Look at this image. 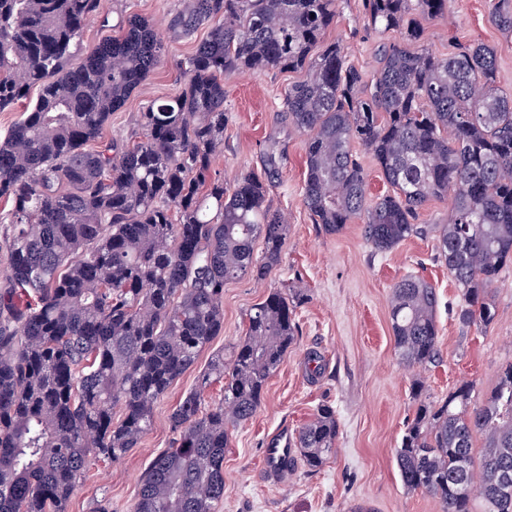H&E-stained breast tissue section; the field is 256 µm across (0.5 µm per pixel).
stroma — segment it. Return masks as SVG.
I'll list each match as a JSON object with an SVG mask.
<instances>
[{
  "label": "stroma",
  "mask_w": 512,
  "mask_h": 512,
  "mask_svg": "<svg viewBox=\"0 0 512 512\" xmlns=\"http://www.w3.org/2000/svg\"><path fill=\"white\" fill-rule=\"evenodd\" d=\"M188 3L102 0L100 13L87 20L84 46L116 35L117 24L136 15L154 23L166 47L147 81L113 113L104 139L126 138L151 101L183 89L186 79L180 64L209 32L205 25L189 34L175 26V15ZM496 8L512 11V0H450L442 15L421 20V43L439 55L474 43L495 48L498 84L512 91V32L493 23ZM323 41L341 43L350 63L373 71L379 38L364 24L362 0H339ZM304 77V71L294 70L226 78L229 121L224 147L213 160L214 171L230 183L241 173L262 172L269 147L282 152L280 175L267 195L270 208L282 213L288 224L280 265L262 281L244 276L225 283L223 332L157 402L152 426L136 448L114 462H92L66 512H93L102 501L112 512H133L145 469L171 445V413L195 388L211 358L230 354L243 338L253 306L284 285L306 293L295 310L298 335L269 377L256 414L230 428L224 500L217 512H344L345 504L359 497L371 498L377 512H438L430 496L405 490L396 468L395 450L415 413L411 385L419 374L398 358L389 319L391 291L403 277L419 275L438 295L441 359L420 374L431 400L445 398L463 382L473 383L475 396L483 398L497 386L502 366L512 363V265L502 269L491 289L493 323L465 329L456 317L460 291L438 257L433 233L410 236L390 251L377 252L366 242L360 224L345 225L336 234L313 224L301 197L306 172L303 137L282 114L285 92ZM311 351L323 360L317 376L306 365ZM324 404L335 408L340 424L335 453L318 471H307L297 462L281 478L267 476L262 455L268 439L283 427L296 432Z\"/></svg>",
  "instance_id": "1"
}]
</instances>
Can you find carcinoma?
<instances>
[{"mask_svg":"<svg viewBox=\"0 0 512 512\" xmlns=\"http://www.w3.org/2000/svg\"><path fill=\"white\" fill-rule=\"evenodd\" d=\"M337 2L192 0L178 25L210 32L182 63L185 87L151 102L126 139L105 141L112 113L161 61L155 26L132 16L84 51V21L101 0H0V112L39 90L0 137V198L11 205L0 233V512H64L91 460L137 447L154 405L223 330L224 283L263 280L281 262L287 227L266 197L283 156L267 153L264 174L232 184L212 173L228 75L307 69L284 113L305 136L302 203L325 232L358 220L386 252L419 232L429 201L451 200L434 232L463 295L457 320L493 322L490 289L512 262V92L496 85V51L477 43L442 56L421 45L417 18L437 17L447 0H363L370 30L401 37L379 44L365 75L341 44L321 46ZM355 144L388 185L375 199ZM303 297L269 292L230 365L212 358L173 411L172 446L146 469L134 512H216L229 425L260 407ZM436 307L420 277L392 289L403 365L440 360ZM217 382L224 398L206 409ZM411 390L415 415L395 456L404 488L441 512H512V363L481 402L467 383L440 401L418 378ZM338 435L336 410L320 406L294 438L303 465L319 470Z\"/></svg>","mask_w":512,"mask_h":512,"instance_id":"1","label":"carcinoma"}]
</instances>
